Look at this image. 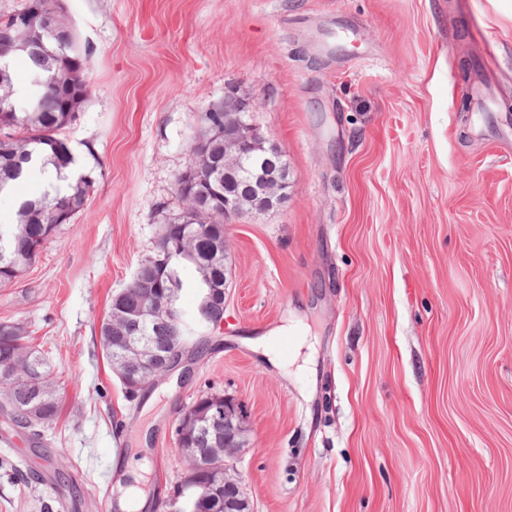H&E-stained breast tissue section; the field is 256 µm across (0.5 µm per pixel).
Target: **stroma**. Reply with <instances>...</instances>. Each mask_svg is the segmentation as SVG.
I'll list each match as a JSON object with an SVG mask.
<instances>
[{
  "instance_id": "stroma-1",
  "label": "stroma",
  "mask_w": 512,
  "mask_h": 512,
  "mask_svg": "<svg viewBox=\"0 0 512 512\" xmlns=\"http://www.w3.org/2000/svg\"><path fill=\"white\" fill-rule=\"evenodd\" d=\"M94 92L67 139L99 176L0 287L58 382L32 444L0 418V512L128 487L169 512L178 412L237 399L251 512H512V0H62ZM476 65L463 77L465 61ZM284 149L288 202L224 229V324L189 376L128 400L102 360L112 293L182 205L225 88ZM291 322L275 357L256 339Z\"/></svg>"
}]
</instances>
